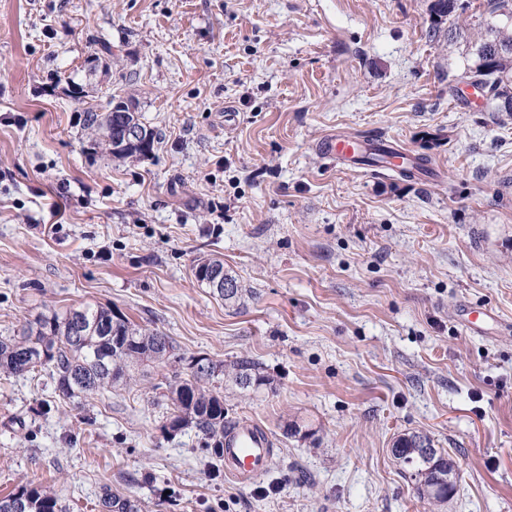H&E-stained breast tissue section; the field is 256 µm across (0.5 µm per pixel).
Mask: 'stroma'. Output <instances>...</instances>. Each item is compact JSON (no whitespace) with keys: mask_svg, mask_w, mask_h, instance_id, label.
<instances>
[{"mask_svg":"<svg viewBox=\"0 0 512 512\" xmlns=\"http://www.w3.org/2000/svg\"><path fill=\"white\" fill-rule=\"evenodd\" d=\"M434 0H0V339L49 311L112 308L177 353L260 362L224 420L277 448L251 483L195 428L169 430L150 365L59 400L49 371L0 376V496L53 490L100 512H512V114L456 76ZM111 44L103 56L102 44ZM111 92L149 154L90 147L81 104ZM332 133L386 134L422 176L346 167ZM217 255L252 296L192 274ZM491 309L484 332L462 306ZM297 422L299 433L286 431ZM406 433L456 465L444 503L393 458ZM100 506L105 512H140L139 504L117 493H112L109 487L103 491L100 499Z\"/></svg>","mask_w":512,"mask_h":512,"instance_id":"stroma-1","label":"stroma"}]
</instances>
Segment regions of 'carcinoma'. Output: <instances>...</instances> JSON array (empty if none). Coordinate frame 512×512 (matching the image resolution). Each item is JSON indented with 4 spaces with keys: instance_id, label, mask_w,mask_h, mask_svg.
Masks as SVG:
<instances>
[{
    "instance_id": "carcinoma-1",
    "label": "carcinoma",
    "mask_w": 512,
    "mask_h": 512,
    "mask_svg": "<svg viewBox=\"0 0 512 512\" xmlns=\"http://www.w3.org/2000/svg\"><path fill=\"white\" fill-rule=\"evenodd\" d=\"M470 3L458 0H435L439 17L459 18L457 11H466ZM479 25L484 35L467 50L460 78L479 80L488 90L487 100L497 112L512 113V8L507 0H487ZM123 97L110 95L107 112L89 105L84 108L83 127L91 145L104 149L116 159L132 154L146 155L153 149L155 133L142 121L139 113L123 112ZM124 117L123 125L142 133L138 139L118 136L116 118ZM212 271L233 283L228 292H218L224 303L234 305L242 298L237 278L224 271V260L218 256L204 258ZM145 361L159 364L180 362L182 357L170 337L158 330H146L126 316L99 306H83L65 313L52 312L27 326L21 335L0 340V374L20 377L47 368L55 380L56 392L64 400L92 398L100 393L127 385L133 371ZM215 371L176 373L167 385L165 397L172 413L168 427L175 431L192 426L202 434L205 445L214 446L221 455L224 441V396L209 389L208 384L220 378L225 385L247 390L259 389L266 382L260 364L242 357L230 364L216 362ZM433 448L431 439L423 434H405L395 440L393 457L410 470L418 489L443 484L454 463L438 448L427 458L421 449ZM103 512H140L139 504L106 488L100 499ZM0 512H63L56 494L42 487L24 486L0 497Z\"/></svg>"
}]
</instances>
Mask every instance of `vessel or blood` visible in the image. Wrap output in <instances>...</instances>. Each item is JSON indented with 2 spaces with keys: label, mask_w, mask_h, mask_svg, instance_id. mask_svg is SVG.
I'll return each instance as SVG.
<instances>
[{
  "label": "vessel or blood",
  "mask_w": 512,
  "mask_h": 512,
  "mask_svg": "<svg viewBox=\"0 0 512 512\" xmlns=\"http://www.w3.org/2000/svg\"><path fill=\"white\" fill-rule=\"evenodd\" d=\"M322 150L327 156L353 165L374 151L395 158L400 164L407 159L405 150L383 135L334 134L324 140ZM273 456L272 438L260 424L245 421L226 428L223 461L230 476L240 481L252 480L267 471Z\"/></svg>",
  "instance_id": "1"
}]
</instances>
